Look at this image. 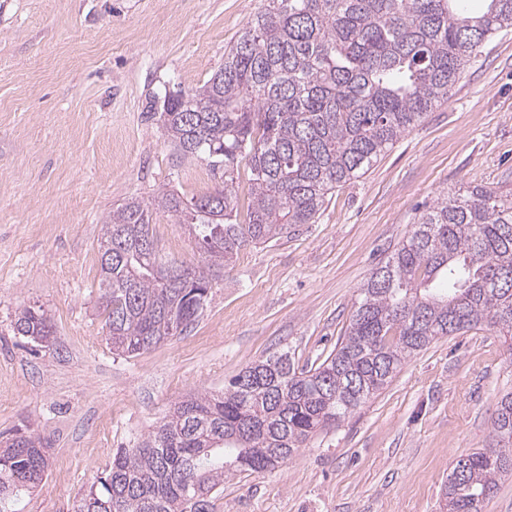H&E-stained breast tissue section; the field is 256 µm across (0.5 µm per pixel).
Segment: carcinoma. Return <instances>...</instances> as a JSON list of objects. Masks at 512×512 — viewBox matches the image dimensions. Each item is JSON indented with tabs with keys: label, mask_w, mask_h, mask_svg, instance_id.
Masks as SVG:
<instances>
[{
	"label": "carcinoma",
	"mask_w": 512,
	"mask_h": 512,
	"mask_svg": "<svg viewBox=\"0 0 512 512\" xmlns=\"http://www.w3.org/2000/svg\"><path fill=\"white\" fill-rule=\"evenodd\" d=\"M267 0L199 88H173L149 106L176 157L204 160L224 180L200 197L131 198L103 225L100 298L112 349L139 355L187 331L209 287L245 246L277 241L316 222L329 194L365 173L418 125L481 48L512 28V0ZM248 167L245 215L234 171ZM192 230L204 262L167 283L153 213ZM512 335V193L474 187L443 195L373 268L336 348L314 367L283 352L249 363L220 395L190 393L131 448H119L77 512H214L232 461L262 472L318 431L334 427L390 382L433 340L482 327ZM14 329L53 336L40 307ZM495 444L453 465L447 512H482L512 476V392L492 424ZM42 442L16 432L0 447V512H20L40 485Z\"/></svg>",
	"instance_id": "carcinoma-1"
}]
</instances>
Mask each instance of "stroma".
I'll list each match as a JSON object with an SVG mask.
<instances>
[{
  "label": "stroma",
  "instance_id": "35a3bbf8",
  "mask_svg": "<svg viewBox=\"0 0 512 512\" xmlns=\"http://www.w3.org/2000/svg\"><path fill=\"white\" fill-rule=\"evenodd\" d=\"M266 0H0V438L41 437L47 476L23 512H75L112 462L193 392L289 352L321 361L373 268L423 203L512 190V32L468 65L448 102L337 188L316 223L242 249L191 329L135 357L107 341L102 226L128 198L209 192L219 175L176 161L153 96L204 84ZM162 259L200 265L187 225L160 211ZM42 307L43 347L14 330ZM512 391V347L486 327L434 340L338 427L283 465L224 469L215 512H443L456 459L489 447Z\"/></svg>",
  "mask_w": 512,
  "mask_h": 512
}]
</instances>
